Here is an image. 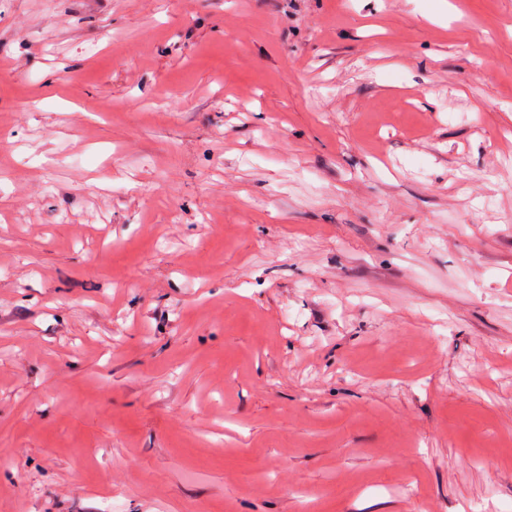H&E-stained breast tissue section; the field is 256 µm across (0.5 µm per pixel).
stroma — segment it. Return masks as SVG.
<instances>
[{
	"label": "stroma",
	"instance_id": "1",
	"mask_svg": "<svg viewBox=\"0 0 512 512\" xmlns=\"http://www.w3.org/2000/svg\"><path fill=\"white\" fill-rule=\"evenodd\" d=\"M0 512H512V0H0Z\"/></svg>",
	"mask_w": 512,
	"mask_h": 512
}]
</instances>
